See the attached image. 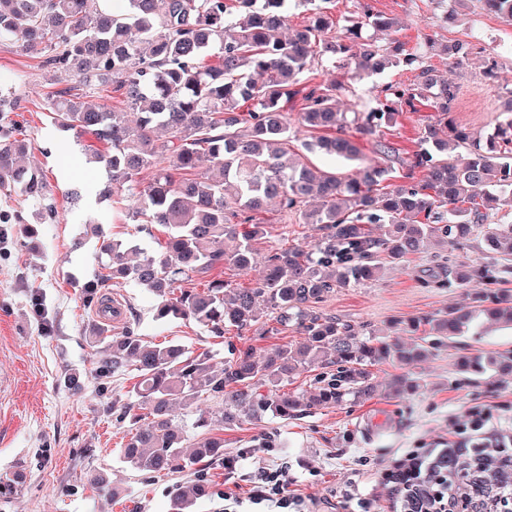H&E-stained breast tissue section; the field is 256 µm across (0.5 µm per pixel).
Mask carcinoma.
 Returning a JSON list of instances; mask_svg holds the SVG:
<instances>
[{
    "instance_id": "cac0c4a2",
    "label": "carcinoma",
    "mask_w": 512,
    "mask_h": 512,
    "mask_svg": "<svg viewBox=\"0 0 512 512\" xmlns=\"http://www.w3.org/2000/svg\"><path fill=\"white\" fill-rule=\"evenodd\" d=\"M287 0H126L119 13L89 15L87 0H0V41L21 36L26 52H47L46 63L74 74L83 91L109 88L121 108H99L65 88L48 98L59 126L85 145L86 155L107 173L102 195L125 204V223L163 228L160 252L148 253L120 240L102 242L107 273L93 284L133 281L158 298L156 319H183L215 336L243 331L261 317L260 306L279 322H294L305 343L257 351L230 350L224 367L206 352L193 354L172 343H150L132 332L109 341L105 363L114 371L135 367L133 393L146 424L120 448L124 462L142 472L170 474L198 461L224 459V439L197 438L192 457L183 455L184 429L172 423L176 405L190 407L206 396L221 404L213 426L222 430L265 414L288 419L317 407L359 399L372 390L367 366L388 356L411 364L420 346L370 345L350 325L320 315L315 305L337 288L376 277L381 265L398 264L431 244L479 239L488 253L512 255V224H488L484 209L512 203V139L500 131L474 137L448 124L456 88L424 65L408 86L388 84L381 95L349 112L338 109L344 85L305 77L315 62L330 61L351 77L413 64L403 45L382 53L372 43L353 52L344 38L358 36L370 13L346 20L335 32L333 0H300L310 7L304 27L288 31ZM512 25V0H486ZM428 99L439 112L406 165L404 182L389 181V169L360 166L340 176L288 152L295 126L315 133L308 152L357 160L362 136L396 121L399 108ZM298 109L296 119L288 110ZM13 126L0 128V188L24 193L52 208L44 173L23 162L31 146ZM423 179L414 181L415 170ZM274 207L315 225L314 249L271 248L250 287L216 274L199 290L184 288L198 274L222 267L245 270L258 257L267 225L256 215ZM383 226V233L372 225ZM234 242V248L224 243ZM512 327V297L496 306L452 309L417 322L451 341L478 314ZM320 369L316 394L307 398L280 386L298 367ZM496 469L512 470V450L450 459L439 477L454 501L472 510L495 503L488 483ZM201 487L173 496L171 512H191Z\"/></svg>"
}]
</instances>
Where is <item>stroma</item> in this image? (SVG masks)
<instances>
[{
    "instance_id": "obj_1",
    "label": "stroma",
    "mask_w": 512,
    "mask_h": 512,
    "mask_svg": "<svg viewBox=\"0 0 512 512\" xmlns=\"http://www.w3.org/2000/svg\"><path fill=\"white\" fill-rule=\"evenodd\" d=\"M364 3L394 27L385 32L369 26L363 37L384 49L395 38L407 43L456 87L449 122L484 137L512 119V25L483 0L463 6L456 0H336L335 15L344 19ZM457 40L471 48L458 66L427 48ZM491 62L496 75L489 78L485 69ZM416 75L415 67L403 64L347 82L341 109L351 111L386 83H414ZM74 84V78L45 66L40 55L0 44V87L21 99L22 110L11 118L22 124L33 147L26 162L46 174L57 206L51 219L20 190L0 189V215L10 217L0 237V478L16 482L11 495L0 496V512H170L177 489L196 483L206 493L194 512H222L225 493L245 494L254 471L284 462L310 512H343L345 488L372 496L379 468L406 453L465 439L469 414L487 412L498 424L512 425V376L458 370L460 357L512 350V328L481 317L448 343L429 327L409 326L415 317L475 305L484 293L512 295V257L493 277L462 286L437 283L432 274L440 268L488 261L475 244L451 243L384 265L375 279L336 289L317 306L320 314L351 324L358 339L426 346L421 361L403 365L386 359L371 366L373 390L365 398L288 420L265 415L225 429L223 461L197 463L192 473L132 470L120 447L133 424L124 410L136 402L130 394L135 372L105 368L107 337L131 331L154 343L207 350L218 367L230 348L297 346L305 337L295 325L279 326L267 316L251 330H231L221 338L192 321L162 322L155 318V296L130 282L98 289L99 300L122 308L117 321L99 316L83 292L101 271L102 241L132 239L150 249L155 242L126 224L111 201L97 200L105 171L86 164L82 144L49 117L48 95ZM432 115L420 102L379 131L378 139L396 149L386 160L395 175H402L400 162L416 150ZM75 188L80 199H68ZM259 219L269 225L273 245L307 251L315 243L312 226L298 216L267 211ZM98 327L106 337L96 342L92 334ZM70 376L79 378V389L67 387Z\"/></svg>"
}]
</instances>
